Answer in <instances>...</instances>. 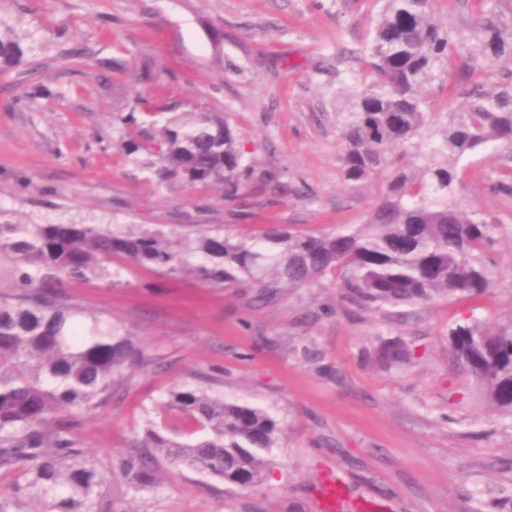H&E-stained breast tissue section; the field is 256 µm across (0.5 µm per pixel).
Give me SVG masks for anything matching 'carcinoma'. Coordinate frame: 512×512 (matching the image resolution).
Returning a JSON list of instances; mask_svg holds the SVG:
<instances>
[{"mask_svg":"<svg viewBox=\"0 0 512 512\" xmlns=\"http://www.w3.org/2000/svg\"><path fill=\"white\" fill-rule=\"evenodd\" d=\"M490 0H477L473 36L436 23L431 0H386L367 45L369 70L344 117L343 178L356 184L391 169L367 223L337 234L293 233L271 225L233 236L200 229L193 238L141 224L0 220V473L28 477L51 512H101V480L87 466L77 431L129 381L126 371L153 356L132 336L84 326L67 292L73 282L121 284L135 268L193 274L211 288L250 284L264 300L284 286L330 276L340 314L356 321L369 310L475 297L493 281L485 258L498 224L455 200L457 162L490 142H512V81L494 90L483 72L512 62V27ZM22 54L0 36V68ZM462 99L441 134L426 133L432 86ZM153 132L125 144L127 156L160 181L219 183L234 202L247 189L243 153L230 127L204 113L166 115L150 94L136 97ZM448 359L473 378L483 398L512 415V327L491 331L458 324L448 332ZM401 337L380 341L374 361L390 370L412 361ZM191 441L148 425L118 471L134 489L157 487L159 456L176 469L228 484L262 478L264 455L277 447L279 422L266 411L192 387L168 392Z\"/></svg>","mask_w":512,"mask_h":512,"instance_id":"cac0c4a2","label":"carcinoma"}]
</instances>
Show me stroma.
Instances as JSON below:
<instances>
[{"instance_id":"35a3bbf8","label":"stroma","mask_w":512,"mask_h":512,"mask_svg":"<svg viewBox=\"0 0 512 512\" xmlns=\"http://www.w3.org/2000/svg\"><path fill=\"white\" fill-rule=\"evenodd\" d=\"M383 0H0V34L23 56L0 72V209L20 223L183 224L248 233L285 224L328 233L365 223L385 173L343 179L340 114L367 71L364 46ZM146 88L173 113L204 112L238 134L252 176L269 172L287 193L227 202L220 186L157 184L127 157L143 124L121 126ZM456 196L493 217L487 257L494 280L477 298L408 307L350 322L330 314V280L285 289L210 288L193 275L133 270L126 284L76 283L92 316L135 336L154 361L79 435L114 512H316L312 486L341 476L358 496L388 498L391 512H512V417L490 408L448 360V329L512 325V169L499 141L460 163ZM401 335L413 361L383 371L365 359L376 335ZM320 351L335 378L303 355ZM174 387H199L265 409L283 436L260 482L232 486L161 464L158 487L114 476L120 456ZM5 512H49L18 475L0 477Z\"/></svg>"}]
</instances>
